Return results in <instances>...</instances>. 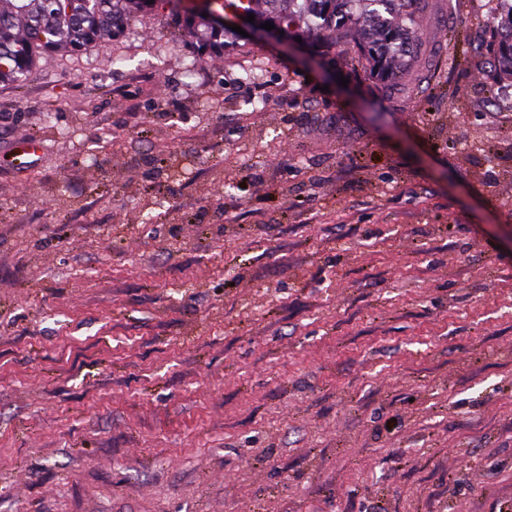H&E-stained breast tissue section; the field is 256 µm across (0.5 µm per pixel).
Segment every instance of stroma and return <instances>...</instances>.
<instances>
[{"instance_id": "obj_1", "label": "stroma", "mask_w": 512, "mask_h": 512, "mask_svg": "<svg viewBox=\"0 0 512 512\" xmlns=\"http://www.w3.org/2000/svg\"><path fill=\"white\" fill-rule=\"evenodd\" d=\"M453 5L408 101L167 7L0 83V512H512V112ZM7 152L16 162L18 169H27L38 163L43 153V146L39 139L24 138L14 140Z\"/></svg>"}]
</instances>
